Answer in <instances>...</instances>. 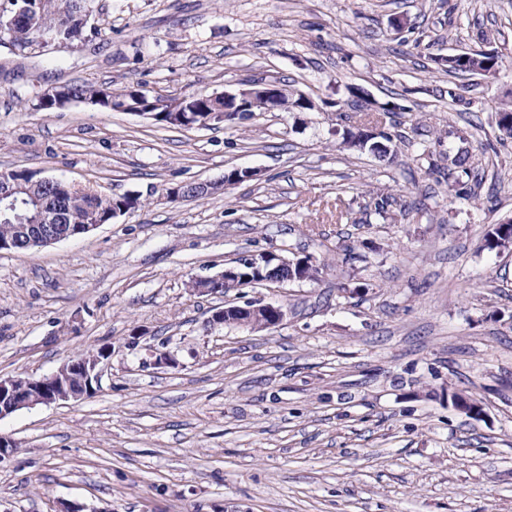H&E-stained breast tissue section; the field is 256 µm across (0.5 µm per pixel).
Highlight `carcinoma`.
<instances>
[{
    "label": "carcinoma",
    "instance_id": "1",
    "mask_svg": "<svg viewBox=\"0 0 512 512\" xmlns=\"http://www.w3.org/2000/svg\"><path fill=\"white\" fill-rule=\"evenodd\" d=\"M94 5L95 0H0V30L22 53L40 43L46 33L71 44L85 39L88 17L94 11ZM58 91L59 95L54 98L41 97L39 108L55 111L56 104L76 98L109 111L154 109V98L135 87L117 90L110 85L70 83L59 86ZM222 105L224 101L218 97L190 94L178 103V112L155 109L156 121L176 126L181 121L182 112L196 113L207 119ZM7 182L22 197L37 198L43 210L33 208L28 213L19 211L15 217H0V240L13 237L19 224H108L114 212L139 205V198L128 194L106 196L79 185L60 187L41 183L26 170L9 172L7 180H0V188H5Z\"/></svg>",
    "mask_w": 512,
    "mask_h": 512
}]
</instances>
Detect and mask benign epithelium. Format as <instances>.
<instances>
[{
    "mask_svg": "<svg viewBox=\"0 0 512 512\" xmlns=\"http://www.w3.org/2000/svg\"><path fill=\"white\" fill-rule=\"evenodd\" d=\"M281 88L277 81L260 80L244 85L234 92L224 91V115L232 112L250 115L253 112H275L281 109ZM27 200L13 194V191L0 190V213L9 214L22 209ZM95 224H70L63 233H58L51 227H46L33 237L26 229H18V239L0 241V249L24 251L54 244L63 240L80 237L95 230ZM251 271L244 272L234 266L205 278L209 283L207 288H198L200 295L215 294L218 290H234L252 284L266 282L281 284L287 281L300 280L302 276L294 273L313 263L310 258L288 260L284 257L278 262L262 256L250 259ZM285 312L282 307L269 303L246 302L244 305H230L217 309L211 316L212 325L235 324L253 330L272 328L283 321ZM112 355L110 348L102 346L96 351L74 358L50 375L39 378L0 377V419L18 410L43 404L49 405L61 401H78L93 395L99 386L103 366ZM453 406L470 416L480 417L483 414L481 406L473 399L461 394H451Z\"/></svg>",
    "mask_w": 512,
    "mask_h": 512,
    "instance_id": "obj_1",
    "label": "benign epithelium"
}]
</instances>
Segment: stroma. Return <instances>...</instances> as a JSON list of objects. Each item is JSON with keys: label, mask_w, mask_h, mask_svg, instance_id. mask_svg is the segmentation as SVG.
I'll return each mask as SVG.
<instances>
[{"label": "stroma", "mask_w": 512, "mask_h": 512, "mask_svg": "<svg viewBox=\"0 0 512 512\" xmlns=\"http://www.w3.org/2000/svg\"><path fill=\"white\" fill-rule=\"evenodd\" d=\"M89 41L0 43V171L142 204L77 238L0 252V376L112 357L90 398L0 419V512H512V0H96ZM498 50L496 76L438 58ZM274 78L310 112L207 128L87 102L64 83L180 98ZM392 138L381 159L348 133ZM470 131V173L448 133ZM257 178L193 200L167 189ZM387 197L385 214L375 204ZM314 256V281L200 296L259 254ZM282 306L274 328L214 309ZM169 352L157 366L150 348ZM483 408L456 410L453 392ZM263 312L267 321L258 325L255 322L256 315ZM285 312L281 306L269 303L245 302L244 306L230 305L217 309L211 316L210 323L215 325L235 324L248 327L251 330H263L272 328L283 321Z\"/></svg>", "instance_id": "35a3bbf8"}]
</instances>
